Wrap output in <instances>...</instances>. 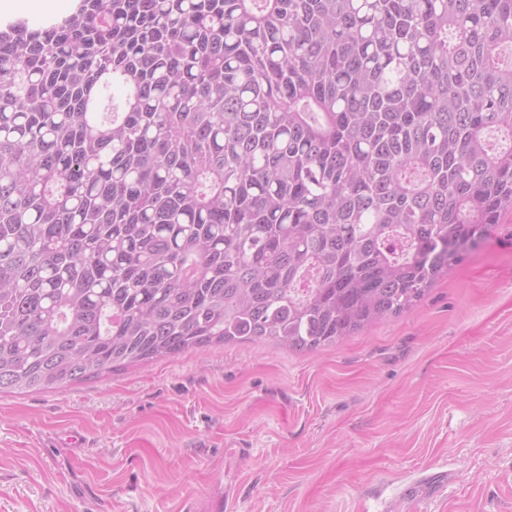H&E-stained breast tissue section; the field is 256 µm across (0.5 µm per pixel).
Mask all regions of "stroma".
<instances>
[{
	"label": "stroma",
	"mask_w": 512,
	"mask_h": 512,
	"mask_svg": "<svg viewBox=\"0 0 512 512\" xmlns=\"http://www.w3.org/2000/svg\"><path fill=\"white\" fill-rule=\"evenodd\" d=\"M228 495L234 512H512V215L337 344L224 345L0 393V512H216Z\"/></svg>",
	"instance_id": "35a3bbf8"
}]
</instances>
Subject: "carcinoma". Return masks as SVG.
Listing matches in <instances>:
<instances>
[{"label": "carcinoma", "instance_id": "obj_1", "mask_svg": "<svg viewBox=\"0 0 512 512\" xmlns=\"http://www.w3.org/2000/svg\"><path fill=\"white\" fill-rule=\"evenodd\" d=\"M506 214L512 0H77L0 25V390L335 344Z\"/></svg>", "mask_w": 512, "mask_h": 512}]
</instances>
